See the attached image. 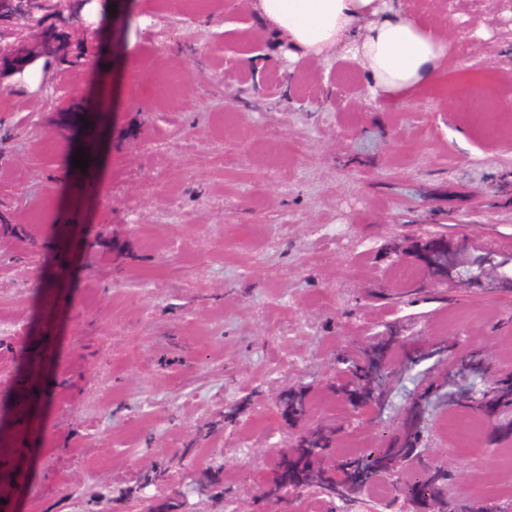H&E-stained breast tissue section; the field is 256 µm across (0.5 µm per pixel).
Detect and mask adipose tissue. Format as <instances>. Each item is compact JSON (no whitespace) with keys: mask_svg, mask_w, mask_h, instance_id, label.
<instances>
[{"mask_svg":"<svg viewBox=\"0 0 512 512\" xmlns=\"http://www.w3.org/2000/svg\"><path fill=\"white\" fill-rule=\"evenodd\" d=\"M273 34L306 56L337 45L358 60L370 78L373 99L396 102L430 87L447 42L408 15L380 16L379 0H255ZM372 22L361 36L354 24Z\"/></svg>","mask_w":512,"mask_h":512,"instance_id":"obj_1","label":"adipose tissue"}]
</instances>
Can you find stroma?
<instances>
[{
    "label": "stroma",
    "instance_id": "1",
    "mask_svg": "<svg viewBox=\"0 0 512 512\" xmlns=\"http://www.w3.org/2000/svg\"><path fill=\"white\" fill-rule=\"evenodd\" d=\"M383 2L448 41L435 84L395 103L343 47L294 60L229 0H91L94 66L73 23L64 58L0 90V512H254L282 396L308 386L316 418L347 423L324 382L391 323L389 405L339 453L447 379L433 345L512 370V292L441 286L418 257L466 243L491 282L512 264V128L472 121L512 113V0ZM476 54L493 89L446 92ZM462 413L433 401L421 451L512 504L487 435L462 453L444 430Z\"/></svg>",
    "mask_w": 512,
    "mask_h": 512
}]
</instances>
